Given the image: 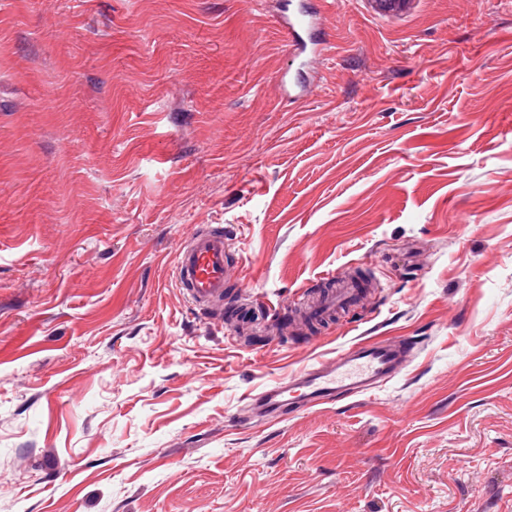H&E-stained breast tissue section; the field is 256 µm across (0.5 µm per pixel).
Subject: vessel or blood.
<instances>
[{
	"label": "vessel or blood",
	"instance_id": "obj_1",
	"mask_svg": "<svg viewBox=\"0 0 512 512\" xmlns=\"http://www.w3.org/2000/svg\"><path fill=\"white\" fill-rule=\"evenodd\" d=\"M323 14L317 7L286 25L290 46L295 50H322ZM238 260L232 259L224 227L210 224L197 230L180 248L175 278L183 295L194 306L221 314L224 286L237 278ZM363 285L341 279L336 291L327 293L307 311L310 320H330L337 305L356 302ZM418 347L410 336H369L336 355L290 375L250 397L248 405L258 420L277 422L322 405L356 398L400 375L414 360Z\"/></svg>",
	"mask_w": 512,
	"mask_h": 512
}]
</instances>
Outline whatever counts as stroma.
Returning <instances> with one entry per match:
<instances>
[{
  "instance_id": "stroma-1",
  "label": "stroma",
  "mask_w": 512,
  "mask_h": 512,
  "mask_svg": "<svg viewBox=\"0 0 512 512\" xmlns=\"http://www.w3.org/2000/svg\"><path fill=\"white\" fill-rule=\"evenodd\" d=\"M0 0V512H512V0ZM205 224L240 306L374 275L355 328L239 343L183 296ZM387 384L246 400L366 336ZM285 27L293 50L305 53L310 46L313 57L322 51L323 14L317 7L311 6L308 11L287 22Z\"/></svg>"
}]
</instances>
